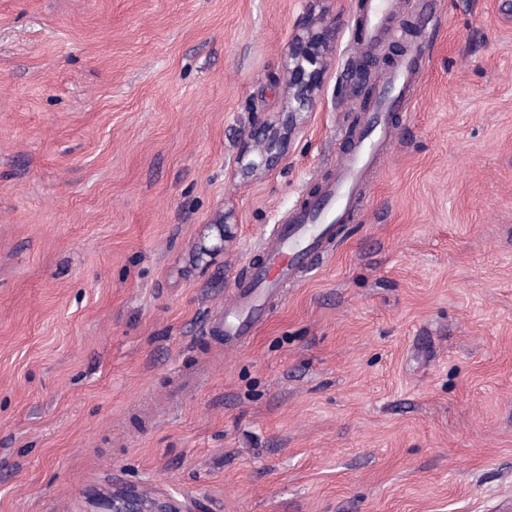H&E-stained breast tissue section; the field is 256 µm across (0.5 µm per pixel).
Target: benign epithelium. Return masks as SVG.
<instances>
[{
    "label": "benign epithelium",
    "instance_id": "benign-epithelium-1",
    "mask_svg": "<svg viewBox=\"0 0 512 512\" xmlns=\"http://www.w3.org/2000/svg\"><path fill=\"white\" fill-rule=\"evenodd\" d=\"M338 28L336 18L324 17L319 30L312 29L304 34L297 33L288 40V52L283 60V68L294 77L290 84L291 96L299 102L314 104L317 85L305 81L302 76L312 77L321 73L327 66V51L336 42ZM259 133L265 144V158L262 164L271 166L280 155V128L271 123H261ZM216 230L215 242L208 245L200 241L195 246V259L203 262L207 258L224 251L225 225L213 224ZM197 505L152 495L132 484L112 487V493L98 500L94 512H196Z\"/></svg>",
    "mask_w": 512,
    "mask_h": 512
}]
</instances>
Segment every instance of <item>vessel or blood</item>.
<instances>
[{"label": "vessel or blood", "mask_w": 512, "mask_h": 512, "mask_svg": "<svg viewBox=\"0 0 512 512\" xmlns=\"http://www.w3.org/2000/svg\"><path fill=\"white\" fill-rule=\"evenodd\" d=\"M415 62V53H406L387 73L378 87L376 112L369 114L366 130L342 156L336 177L324 193L293 211L288 223L274 225L261 242L259 263L250 277L235 284L224 318L217 323L226 346L241 345L250 337L264 319L270 300L287 288L312 257L325 251L339 224L349 219L367 171L393 137L389 114L406 101Z\"/></svg>", "instance_id": "vessel-or-blood-1"}]
</instances>
